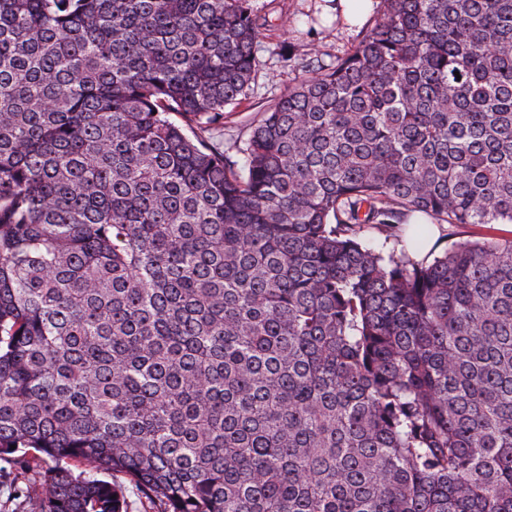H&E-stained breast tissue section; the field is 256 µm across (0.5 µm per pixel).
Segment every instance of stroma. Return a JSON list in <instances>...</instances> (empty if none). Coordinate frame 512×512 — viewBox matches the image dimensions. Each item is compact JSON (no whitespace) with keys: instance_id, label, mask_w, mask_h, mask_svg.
<instances>
[{"instance_id":"stroma-1","label":"stroma","mask_w":512,"mask_h":512,"mask_svg":"<svg viewBox=\"0 0 512 512\" xmlns=\"http://www.w3.org/2000/svg\"><path fill=\"white\" fill-rule=\"evenodd\" d=\"M335 0H253L261 22L257 55L261 66L241 103L228 105L224 128L215 132L222 146L246 139L254 120L276 102L308 71L334 64L375 23L377 8H370L362 23L347 25L326 16ZM0 472L17 477L19 493L0 497V512H27L40 491V469L21 470L10 461Z\"/></svg>"}]
</instances>
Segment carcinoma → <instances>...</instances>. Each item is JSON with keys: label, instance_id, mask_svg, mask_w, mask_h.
<instances>
[{"label": "carcinoma", "instance_id": "cac0c4a2", "mask_svg": "<svg viewBox=\"0 0 512 512\" xmlns=\"http://www.w3.org/2000/svg\"><path fill=\"white\" fill-rule=\"evenodd\" d=\"M203 133L252 0H0V460L37 512H512V0H381ZM376 230L381 245L367 239ZM443 238L434 255H438L454 243L465 240H476L483 237L487 232L485 229L464 224H446L444 226ZM440 235V236H441ZM2 475L7 474L10 477L18 476V486L20 492L16 496H7V492L0 496L1 511L15 512L28 511L29 504L38 496L40 491V471L39 467L30 463V469L21 470L18 465L11 461L0 460ZM30 498V499H29ZM0 511V512H1ZM112 478L126 488L127 512H158L161 510L158 502L150 503L146 500L124 475L117 473Z\"/></svg>", "mask_w": 512, "mask_h": 512}]
</instances>
